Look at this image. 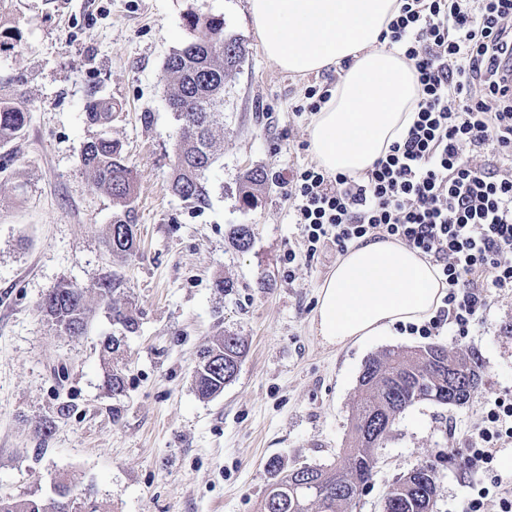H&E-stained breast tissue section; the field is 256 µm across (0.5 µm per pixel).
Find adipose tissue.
<instances>
[{"label": "adipose tissue", "mask_w": 512, "mask_h": 512, "mask_svg": "<svg viewBox=\"0 0 512 512\" xmlns=\"http://www.w3.org/2000/svg\"><path fill=\"white\" fill-rule=\"evenodd\" d=\"M266 57L296 75L343 67L340 82L309 129L311 151L331 174H361L403 139L417 109L412 67L379 49L397 0H248ZM436 266L405 244L363 239L352 245L318 291L312 328L342 347L416 323L442 304Z\"/></svg>", "instance_id": "1"}]
</instances>
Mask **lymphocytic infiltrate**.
I'll list each match as a JSON object with an SVG mask.
<instances>
[{
	"instance_id": "obj_1",
	"label": "lymphocytic infiltrate",
	"mask_w": 512,
	"mask_h": 512,
	"mask_svg": "<svg viewBox=\"0 0 512 512\" xmlns=\"http://www.w3.org/2000/svg\"><path fill=\"white\" fill-rule=\"evenodd\" d=\"M398 3L379 42L415 71L414 121L363 174L332 175L314 164L293 171L285 184L306 251L287 250L283 260L297 266L327 245L342 254L364 237L400 241L429 258L446 285L436 314L410 333L435 336L449 323L464 336L490 290L512 288V89L497 64L512 54V0ZM485 149L494 166L475 162ZM508 441L512 399H486L466 460L490 484L459 512H484L494 489L500 512H512V493L494 473Z\"/></svg>"
}]
</instances>
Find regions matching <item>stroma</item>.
<instances>
[{
    "mask_svg": "<svg viewBox=\"0 0 512 512\" xmlns=\"http://www.w3.org/2000/svg\"><path fill=\"white\" fill-rule=\"evenodd\" d=\"M190 12L223 16L248 50L224 83L223 153L200 210L169 189L179 122L164 63L190 40ZM321 80L265 56L248 0H0V98L23 96L28 111L23 134L0 145V498L46 501L62 478L87 512H258L268 458L339 463L366 360L428 339L395 325L322 345L311 320L339 256L327 246L295 270L282 261L305 250L283 181L314 161L311 117L294 107ZM93 91L115 104L112 137L136 176L132 255L105 248L118 206L81 161ZM255 167L269 183L247 208L239 188ZM234 224L252 228L248 251L230 242ZM112 274L114 300L139 322L117 362L103 348L114 331L105 307L80 337L40 309L60 284ZM219 277L230 294L215 290ZM227 331L247 353L223 392L201 399L198 352ZM435 341L478 351L482 383L464 406L420 401L399 417L358 512H380L389 485L422 465L437 475L433 512H456L470 491L466 449L483 402L512 397V289L490 293L468 335L447 325ZM116 365L117 395L105 386Z\"/></svg>",
    "mask_w": 512,
    "mask_h": 512,
    "instance_id": "35a3bbf8",
    "label": "stroma"
}]
</instances>
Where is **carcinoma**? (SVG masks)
<instances>
[{"label":"carcinoma","mask_w":512,"mask_h":512,"mask_svg":"<svg viewBox=\"0 0 512 512\" xmlns=\"http://www.w3.org/2000/svg\"><path fill=\"white\" fill-rule=\"evenodd\" d=\"M186 26L192 38L167 57L164 78L168 104L180 122V141L170 190L183 201L202 208L209 202L207 172L221 156L216 132L224 129V79L245 59L247 50L239 39L224 33V18L189 13ZM115 106L91 98L85 121L97 128L84 144L82 161L94 183L105 190L123 211L116 214L105 237L114 254L135 249L131 207L134 175L122 156L110 127ZM27 112L18 100L0 99V143L22 133ZM262 168L248 171L241 186L244 205H254L267 184ZM234 247L245 252L252 244L247 224H234L228 233ZM119 287L114 278H103L90 288L64 283L43 300L41 310L56 329L70 335L87 332L96 307L91 296L109 299L112 322L132 332L137 320L131 310L112 300ZM246 354L244 340L226 333L200 352L194 387L202 399L224 391L236 377ZM482 364L474 350H454L441 344L407 349H386L369 358L359 377L351 407L352 442L343 464L328 468L303 464L285 468L275 457L267 462L269 482L260 512H356L364 487L378 463V449L390 437L393 426L408 407L419 401L461 406L469 402L481 382ZM60 492L49 501L26 499L0 501V512H78L68 484L57 483ZM437 494L435 471L421 466L398 478L383 495L388 512H430Z\"/></svg>","instance_id":"obj_1"}]
</instances>
